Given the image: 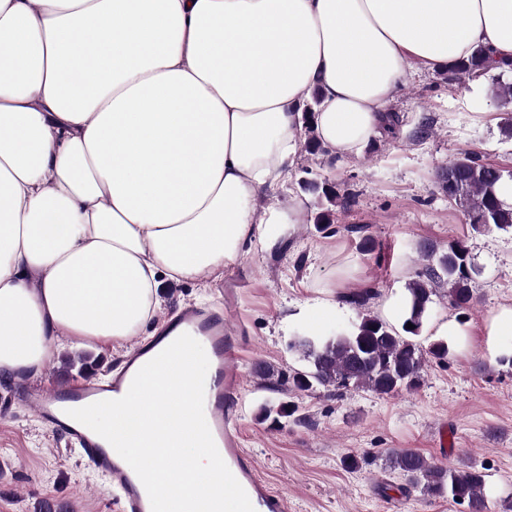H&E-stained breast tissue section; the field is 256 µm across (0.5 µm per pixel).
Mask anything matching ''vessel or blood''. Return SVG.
Listing matches in <instances>:
<instances>
[{"mask_svg": "<svg viewBox=\"0 0 512 512\" xmlns=\"http://www.w3.org/2000/svg\"><path fill=\"white\" fill-rule=\"evenodd\" d=\"M171 326L192 335L206 352L209 374L205 382V418L221 457L246 491L255 512H288L285 496L260 479L256 459L242 448L235 416L229 410L237 396L241 375L229 341L226 314L208 306L189 304L175 313ZM162 342V337L157 336L135 346L126 357L123 371L109 379L49 390L31 388L25 393L26 404L40 422L73 445L87 467L109 478L118 492L121 512H151L142 482L117 452L106 448L99 435L70 418L68 412L123 397L146 356Z\"/></svg>", "mask_w": 512, "mask_h": 512, "instance_id": "b4317fda", "label": "vessel or blood"}]
</instances>
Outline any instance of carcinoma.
Returning <instances> with one entry per match:
<instances>
[{
  "instance_id": "obj_1",
  "label": "carcinoma",
  "mask_w": 512,
  "mask_h": 512,
  "mask_svg": "<svg viewBox=\"0 0 512 512\" xmlns=\"http://www.w3.org/2000/svg\"><path fill=\"white\" fill-rule=\"evenodd\" d=\"M486 75L495 73L503 104L512 103V68H495L487 62L484 51L476 50L470 57L458 61L448 80L461 81L475 72ZM318 104V93H313L305 111V150L317 153L323 147L317 140L312 126V115ZM442 187L451 189L461 184L451 195L468 217L476 233L497 229L512 231V205L499 197L501 185L512 181V170L501 174L493 172L476 152H465L441 167ZM299 186L312 194L316 212L314 223L327 228L334 223V206L339 194L328 181L303 176ZM425 264L417 273L407 291V316L400 327H395L366 310L372 294L365 292L344 297L346 303L359 310L357 322L349 328L324 340L306 335L298 337V347L309 362V370L296 373L293 387L308 390L314 386L326 389H366L379 396L418 389L423 377L425 355L444 360L450 348L448 340H435L428 351L417 342L431 315L433 295L439 288H448V302L465 317L474 299L472 281L479 269L462 241L438 251L431 245L424 246ZM415 328H408V324ZM390 467L397 470L407 488L436 497H447L456 503H465L469 512H484L486 508L485 474L473 467L452 469L442 467L422 454L407 449L389 453Z\"/></svg>"
}]
</instances>
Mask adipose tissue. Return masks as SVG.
Wrapping results in <instances>:
<instances>
[{"mask_svg": "<svg viewBox=\"0 0 512 512\" xmlns=\"http://www.w3.org/2000/svg\"><path fill=\"white\" fill-rule=\"evenodd\" d=\"M512 63V0H0V380L121 342L166 280L223 276L287 214L301 119L336 159L407 63Z\"/></svg>", "mask_w": 512, "mask_h": 512, "instance_id": "ef3b65f1", "label": "adipose tissue"}]
</instances>
